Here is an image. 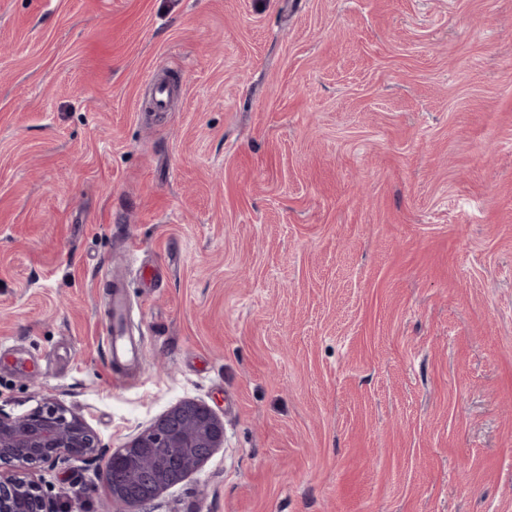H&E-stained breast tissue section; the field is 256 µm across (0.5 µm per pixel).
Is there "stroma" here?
<instances>
[{
	"instance_id": "1",
	"label": "stroma",
	"mask_w": 512,
	"mask_h": 512,
	"mask_svg": "<svg viewBox=\"0 0 512 512\" xmlns=\"http://www.w3.org/2000/svg\"><path fill=\"white\" fill-rule=\"evenodd\" d=\"M47 398L101 445L59 512L186 400L224 444L143 512H512V0H0V410ZM109 282V324L107 327L108 352L115 362L134 364L138 361L139 347L129 337L130 333L125 323L127 300L123 282L112 281L110 274L105 275Z\"/></svg>"
}]
</instances>
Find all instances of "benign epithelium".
<instances>
[{"instance_id": "benign-epithelium-1", "label": "benign epithelium", "mask_w": 512, "mask_h": 512, "mask_svg": "<svg viewBox=\"0 0 512 512\" xmlns=\"http://www.w3.org/2000/svg\"><path fill=\"white\" fill-rule=\"evenodd\" d=\"M224 442V424L206 405L183 401L149 428L116 449L100 473L115 512H141L174 479L209 459ZM99 440L85 419L68 406L47 400L30 412L11 416L0 412V512H13V502L26 499L32 512H52L32 472L71 458L94 459ZM151 448H193L179 472L153 466Z\"/></svg>"}]
</instances>
